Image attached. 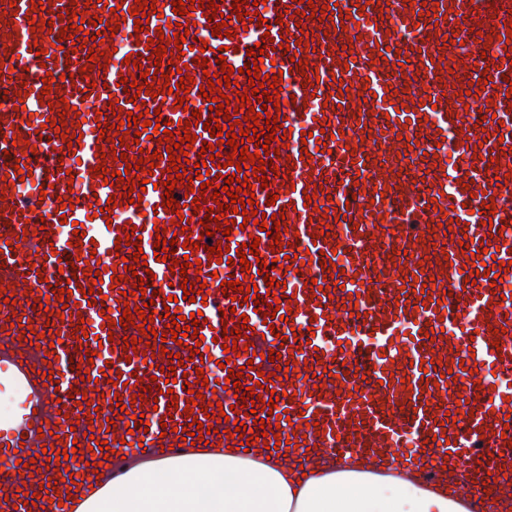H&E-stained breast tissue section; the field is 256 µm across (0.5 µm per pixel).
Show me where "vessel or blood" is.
<instances>
[{"mask_svg":"<svg viewBox=\"0 0 512 512\" xmlns=\"http://www.w3.org/2000/svg\"><path fill=\"white\" fill-rule=\"evenodd\" d=\"M216 8L187 15L173 12L172 0H158L157 15L135 33L134 0H98L97 29L114 53L108 66L91 67L88 49H74L59 30L69 27L66 10L83 13L86 0H50L54 32L32 33L28 9L39 0H0V288L10 287L15 301L0 305V367L12 369L25 385L22 421L0 427V512H73L71 501L55 503L69 480L83 473L90 446L108 442L112 458L138 448L190 447L182 439L189 415L210 427L209 442L218 448L256 451L277 444L294 458L308 449L330 453L371 454L391 449L398 465L417 469L426 456L456 466L458 488L486 498L488 474L512 470V291H492L493 280L512 279V181L498 183L497 174H512V42L504 35L512 26V0H371L357 12L356 0H265L245 10L260 19L242 24L231 18L233 0H216ZM327 7L329 17L311 16ZM228 15L229 36H212L213 10ZM117 32H110L111 23ZM188 28L186 52L174 44L173 24ZM207 31L199 40L192 26ZM270 34L275 42L269 58L283 72L281 99H296L301 108L289 112L279 177L255 187L253 208L279 215L283 242L261 234L257 225L236 221L228 245L231 252L259 245V262L248 269L208 263L198 242L206 230L194 214L187 183L173 195L180 212H162L160 183L166 182L168 159H160L142 196L152 205L118 197L116 172L137 164L142 150L156 151L157 140L140 136L126 160L101 161L100 153L119 146L118 138H99L98 124H115L109 102L118 98L123 111H136V88H120L135 64L157 68L156 79L143 85L158 88L146 100L147 120L171 122L181 132L191 121L198 137L189 150L187 175L210 134L193 124L194 112L209 116V101L200 96L208 74L220 71L218 57L234 68L228 88L231 107L241 103L236 89L247 86L243 71L253 38ZM492 37L478 43V34ZM162 38L167 64L150 61L145 39ZM44 55H37V48ZM91 67V79L81 70ZM187 68L195 81L178 108L176 94L163 93L164 73ZM493 81L478 86V78ZM51 85L47 103H40L44 85ZM68 110H60L59 100ZM64 118L71 143L58 141ZM458 144L455 162H448L443 134ZM325 150H318V143ZM105 163L113 176L100 178L94 168ZM79 189L74 207L68 185ZM313 200H306V193ZM275 204H267L268 195ZM114 203L117 220L106 223L99 211ZM495 211H488V204ZM188 218L179 232L176 215ZM450 227H442L443 217ZM343 226L342 238H320L327 218ZM76 233H65L62 223ZM35 233L24 236V226ZM174 234L177 255L202 260L200 271L180 274L156 260L157 230ZM136 233L140 246H116L117 237ZM81 247H74V240ZM196 247L184 250L185 240ZM146 264L138 274L153 272V333L141 335L135 355H126V337L135 328L119 325L123 305L143 306L132 283L118 271L134 251ZM75 264H68V257ZM286 260L271 273L277 285L267 288L260 262ZM487 275H480V268ZM99 271L100 292L84 298ZM257 285L255 301L234 305L222 294L229 278ZM202 282L203 301L183 300L182 282ZM279 303L273 325L263 314ZM202 312L197 330L202 342L167 341L166 356L144 358L154 333L165 330L164 314ZM62 319L47 325L48 315ZM249 324L251 350L226 357L217 338ZM432 335H425L424 327ZM199 345L191 355V345ZM295 370L277 372L270 350ZM92 362H84L86 351ZM226 370H217L218 362ZM253 365L269 374L263 399L279 393L272 416L250 412L234 388L213 389L230 371ZM58 381H50V372ZM186 384L171 383L172 375ZM205 376L198 384L197 376ZM121 386H114V379ZM87 394L75 402L74 390ZM198 401H191V393ZM236 407L235 418L218 421L220 408ZM143 416L144 425L134 422ZM246 427L236 437L237 424ZM63 449L74 458L58 459ZM47 453L37 471L25 463ZM37 494L35 507L25 503Z\"/></svg>","mask_w":512,"mask_h":512,"instance_id":"b4317fda","label":"vessel or blood"}]
</instances>
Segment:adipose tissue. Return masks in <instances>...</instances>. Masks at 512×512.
Returning a JSON list of instances; mask_svg holds the SVG:
<instances>
[{
  "instance_id": "obj_1",
  "label": "adipose tissue",
  "mask_w": 512,
  "mask_h": 512,
  "mask_svg": "<svg viewBox=\"0 0 512 512\" xmlns=\"http://www.w3.org/2000/svg\"><path fill=\"white\" fill-rule=\"evenodd\" d=\"M476 502L397 469L388 458L319 455L307 462L205 448H154L94 475L76 512H475Z\"/></svg>"
}]
</instances>
